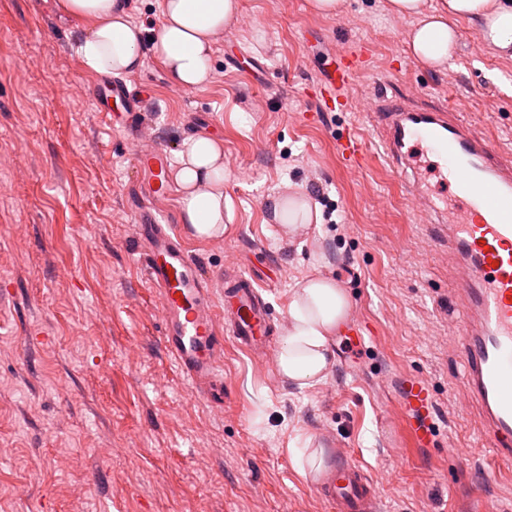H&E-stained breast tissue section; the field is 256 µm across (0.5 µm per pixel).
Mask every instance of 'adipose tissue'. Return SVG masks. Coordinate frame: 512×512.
<instances>
[{
  "label": "adipose tissue",
  "mask_w": 512,
  "mask_h": 512,
  "mask_svg": "<svg viewBox=\"0 0 512 512\" xmlns=\"http://www.w3.org/2000/svg\"><path fill=\"white\" fill-rule=\"evenodd\" d=\"M125 0H56L65 18L83 24L77 52L95 73L131 74L143 65V48L158 58L170 83L182 90L200 88L210 72V59L238 12V0H162L161 18L152 41L132 24ZM389 13L416 21L407 39L409 54L430 67H443L453 56L455 21L478 29L493 54L512 58V0H387ZM174 182L180 220L192 238H223L224 146L211 137L183 141L177 154ZM273 217L285 238L320 221L318 206L299 192L272 196ZM351 308L348 294L336 281L311 274L298 281L288 305V326L279 341V370L299 388H313L333 364L331 338Z\"/></svg>",
  "instance_id": "1"
}]
</instances>
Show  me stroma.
<instances>
[{
  "instance_id": "35a3bbf8",
  "label": "stroma",
  "mask_w": 512,
  "mask_h": 512,
  "mask_svg": "<svg viewBox=\"0 0 512 512\" xmlns=\"http://www.w3.org/2000/svg\"><path fill=\"white\" fill-rule=\"evenodd\" d=\"M415 21L386 0H347L334 18L308 0H240L215 46L207 83L176 89L145 53L123 75L150 127L97 111L98 76L76 52L78 29L53 0H0V512H331L316 493L350 451L380 485L379 512H512V469L485 447L461 385L449 329L458 311L451 261L390 168L371 124L377 89L459 118L512 155V59L480 43L468 21L446 69L415 61ZM357 43L371 51L347 112L315 109L310 86ZM366 144L343 167L345 129ZM222 140L227 230L184 236L178 194L152 200L199 267L253 276L273 335L288 325L296 281L332 278L350 320L372 339L357 370L333 337L326 381L298 388L271 363L224 339V397L198 395L160 343L162 316L142 275L143 204L135 144L177 153L183 140ZM317 184L331 219L283 240L272 194ZM417 377L435 392L434 443L407 446L395 390ZM322 450V473L300 470L298 437ZM466 451L449 459L447 446ZM405 460L397 477L383 472Z\"/></svg>"
}]
</instances>
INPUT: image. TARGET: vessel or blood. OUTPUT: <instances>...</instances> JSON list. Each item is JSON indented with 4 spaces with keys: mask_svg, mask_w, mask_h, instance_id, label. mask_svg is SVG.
Masks as SVG:
<instances>
[{
    "mask_svg": "<svg viewBox=\"0 0 512 512\" xmlns=\"http://www.w3.org/2000/svg\"><path fill=\"white\" fill-rule=\"evenodd\" d=\"M368 49L345 48L334 69L317 86L316 95L329 112L349 108L354 80L367 66ZM99 99L125 100L128 109L114 113L115 127L131 130L128 110L135 107L125 84L95 88ZM390 164L409 171L411 152L434 156L438 175L451 194L433 195L419 175L411 176L408 193L425 209L447 248L456 271L460 309L462 380L468 397L481 410V431L501 462L512 464V158L503 156L483 135L448 109L417 105L404 98L378 96L371 114ZM336 151L346 168H359L365 143L344 133ZM135 161L146 175L145 193L154 199L169 192V158L157 145L137 150ZM138 240L143 272L155 288L162 313L164 349L181 374L202 394L215 396L212 381L223 353L225 335H232L246 353H266L270 345L269 308L255 281L244 273H228L224 311L212 303L213 280L181 249L149 208L139 212ZM404 406L417 413L409 425L415 445H425L431 430L426 416L435 405L432 391L415 382L404 390ZM317 487L333 512H377L374 481L346 451Z\"/></svg>",
    "mask_w": 512,
    "mask_h": 512,
    "instance_id": "b4317fda",
    "label": "vessel or blood"
}]
</instances>
